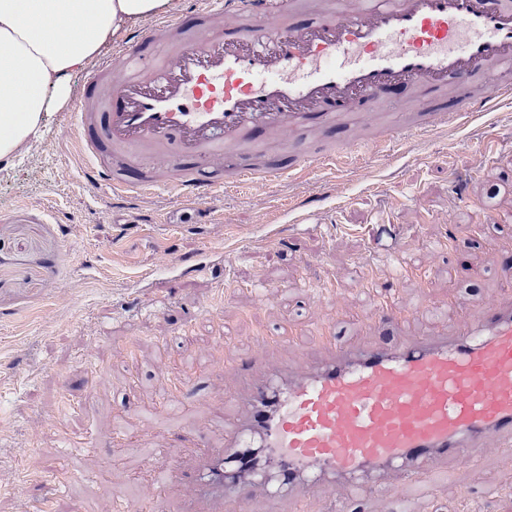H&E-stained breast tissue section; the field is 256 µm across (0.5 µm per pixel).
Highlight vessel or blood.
I'll return each mask as SVG.
<instances>
[{
  "instance_id": "b4317fda",
  "label": "vessel or blood",
  "mask_w": 512,
  "mask_h": 512,
  "mask_svg": "<svg viewBox=\"0 0 512 512\" xmlns=\"http://www.w3.org/2000/svg\"><path fill=\"white\" fill-rule=\"evenodd\" d=\"M313 9L316 22L290 21ZM205 22L188 29L159 21L132 35L86 77L71 114L80 149L101 184L143 197L163 191L204 205L223 194L217 175L250 140H291L355 115L372 122L393 85L416 91L414 123L384 137L349 138L340 152L302 153L294 165H247L233 184L249 188L335 169L369 149L388 155L396 140L436 131L512 97V0H205ZM165 50L150 63L148 47ZM499 72L495 87L481 75ZM424 267L363 274L380 289L378 316L409 320L395 281ZM311 333L316 357L299 362L251 356L225 366L233 381L214 392L233 417L210 421L224 436L202 447L182 482L190 506L205 512H267L271 488L291 512L325 483L323 512H346L390 474L420 487L442 458L481 465L512 447V297L480 301L453 335L403 337L370 347L342 342L332 321ZM189 375L163 383L161 409L189 387ZM16 490L41 480L28 449L16 455ZM170 465H151L140 500L163 512Z\"/></svg>"
}]
</instances>
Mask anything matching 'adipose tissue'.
<instances>
[{
    "instance_id": "1",
    "label": "adipose tissue",
    "mask_w": 512,
    "mask_h": 512,
    "mask_svg": "<svg viewBox=\"0 0 512 512\" xmlns=\"http://www.w3.org/2000/svg\"><path fill=\"white\" fill-rule=\"evenodd\" d=\"M181 10V0H0V161L44 139L71 80L128 26Z\"/></svg>"
}]
</instances>
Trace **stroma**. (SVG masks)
<instances>
[{
	"instance_id": "obj_1",
	"label": "stroma",
	"mask_w": 512,
	"mask_h": 512,
	"mask_svg": "<svg viewBox=\"0 0 512 512\" xmlns=\"http://www.w3.org/2000/svg\"><path fill=\"white\" fill-rule=\"evenodd\" d=\"M358 119L297 147L269 146L265 165L292 164L296 149L341 146ZM455 249L427 282H398L415 315L379 323L357 273L396 256L423 258L430 242ZM340 278L346 341L452 331L477 300L505 297L512 273V99L460 124L406 140L391 158L367 154L344 174L227 189L218 208L194 213L165 194L132 199L91 181L66 111L51 115L45 143L0 164V512H37L42 486L23 494L14 452L24 446L46 474L64 451L55 425L93 436L77 452L64 495L72 512L136 503L156 449L181 474L196 454L171 447L176 428L206 434L224 405L211 394L223 365L257 353L254 338L299 324L294 347L314 353L312 324L331 315L320 289ZM179 373L194 384L186 408L159 412L160 384ZM427 493L401 486L349 512H512V452L480 468L442 462Z\"/></svg>"
}]
</instances>
